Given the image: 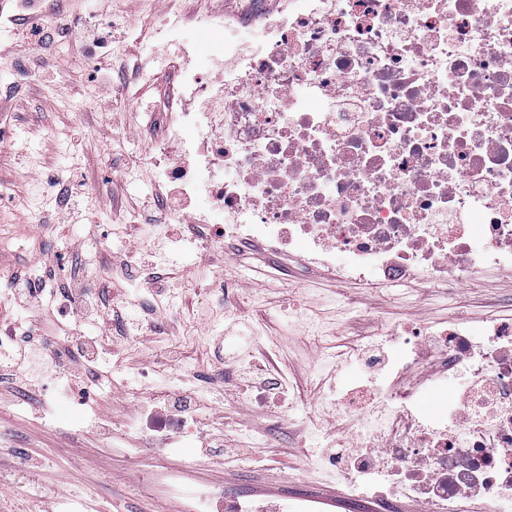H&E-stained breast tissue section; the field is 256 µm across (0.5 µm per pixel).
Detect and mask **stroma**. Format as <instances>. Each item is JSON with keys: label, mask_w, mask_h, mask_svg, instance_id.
Listing matches in <instances>:
<instances>
[{"label": "stroma", "mask_w": 512, "mask_h": 512, "mask_svg": "<svg viewBox=\"0 0 512 512\" xmlns=\"http://www.w3.org/2000/svg\"><path fill=\"white\" fill-rule=\"evenodd\" d=\"M82 2L62 0L73 8L71 32L51 48L36 90L19 76L24 44L0 22V44L12 46L11 53H0V97L13 96L16 104L0 140V311L12 296L15 271L25 272L33 288L43 274H52L61 290L77 273L122 306L140 340L111 344L114 326L91 321L77 307L62 317L43 308L17 310L19 324L36 335L79 330L99 339L107 357L94 364L99 379L88 401L73 396L58 404L57 384L46 377L33 400L0 399V512H182L183 499L169 483L170 474L181 471L187 486L244 490L279 507L305 489L324 512H373L370 501L348 500L343 485L306 468L310 441L329 456L335 437L345 432L343 419L318 411L320 401L380 383L361 354L337 363L327 362V355L360 342L393 358L405 328L440 331L452 319L481 337L485 317H512V270L479 272L445 288L410 277L368 289L313 262L288 267L273 249L244 251L222 243L204 252L190 247L189 225L220 224L224 214L202 194L191 196L163 232L139 236L138 224L111 210V184L124 181L127 207L168 190V183L150 176L174 152L163 105L179 112L189 103L182 87L187 71L223 73V63L205 49L202 22L242 10L245 0H187L179 10L167 0H134L102 17ZM90 28L110 36L107 97L85 80L95 66L84 45ZM108 108L127 115L126 130L98 127L97 117ZM45 155L74 161L60 173L58 199L51 203L42 198L47 171L37 165ZM73 207L81 211L78 221L59 225L58 212ZM129 253L133 288L98 263L103 254ZM156 271L170 275L159 292L144 281ZM297 309L321 325V335L293 318ZM174 351L181 367L166 363ZM262 353L273 355L276 369L262 375L257 387L240 385L242 359ZM216 361L223 363L226 379L212 394L207 385L214 383ZM282 375L294 405L256 404V388L276 387ZM170 391L200 399L196 414L204 427L180 452L160 454L124 425L153 410L158 396ZM213 432L239 442L242 457L216 458ZM22 465L36 475L35 495L22 494L9 481Z\"/></svg>", "instance_id": "35a3bbf8"}]
</instances>
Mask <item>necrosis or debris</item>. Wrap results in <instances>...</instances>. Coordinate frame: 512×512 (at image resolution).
Returning a JSON list of instances; mask_svg holds the SVG:
<instances>
[{
    "mask_svg": "<svg viewBox=\"0 0 512 512\" xmlns=\"http://www.w3.org/2000/svg\"><path fill=\"white\" fill-rule=\"evenodd\" d=\"M203 28L230 69L185 85L221 108L172 113L184 173L150 172L228 214L199 250L275 241L330 272L340 251L373 288L512 267V0H288L259 53L223 22ZM393 369L334 408L373 421V451L329 464L312 449L308 468L377 512H488L512 496V320L479 343L452 324ZM458 375L462 399L421 413V386ZM196 421L184 407L127 429L178 448Z\"/></svg>",
    "mask_w": 512,
    "mask_h": 512,
    "instance_id": "necrosis-or-debris-1",
    "label": "necrosis or debris"
}]
</instances>
